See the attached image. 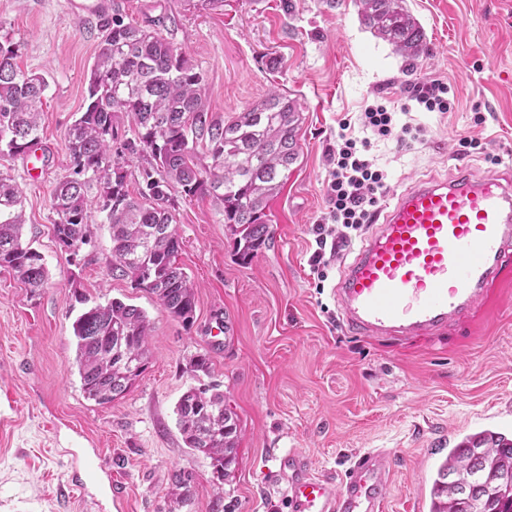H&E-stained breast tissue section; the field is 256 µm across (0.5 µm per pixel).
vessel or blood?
Instances as JSON below:
<instances>
[{
	"label": "vessel or blood",
	"mask_w": 512,
	"mask_h": 512,
	"mask_svg": "<svg viewBox=\"0 0 512 512\" xmlns=\"http://www.w3.org/2000/svg\"><path fill=\"white\" fill-rule=\"evenodd\" d=\"M68 14L105 16L112 0H66ZM512 265V173L473 178L457 167L396 194L334 290L346 329L358 336H433L468 321ZM387 448L352 453L341 478L313 472L298 448L277 459L284 512H382L392 480Z\"/></svg>",
	"instance_id": "b4317fda"
}]
</instances>
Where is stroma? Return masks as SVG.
<instances>
[{
  "label": "stroma",
  "instance_id": "stroma-1",
  "mask_svg": "<svg viewBox=\"0 0 512 512\" xmlns=\"http://www.w3.org/2000/svg\"><path fill=\"white\" fill-rule=\"evenodd\" d=\"M124 21L149 26L204 74L210 110L228 117L278 91L296 99L299 158L267 208L272 240L249 264L215 196L176 202L178 261L197 286L195 323L172 320L155 297L113 275L106 216L69 260L53 233L50 196L71 173L67 131L84 106L100 38L95 19L63 0H0V41L48 82L36 151L0 155L22 191L23 240L42 255L47 284L30 293L0 270V512H273L268 481L278 456L300 448L316 472L338 476L362 448L395 452L385 512H429L440 462L466 436L512 435V288L491 289L467 324L433 337L370 340L336 320L332 290L309 262L311 228L327 211L326 151L344 116L381 96L394 109L409 89L442 79L450 112H419L420 143L376 150L388 174L383 204L415 179L466 163L480 178L512 170V0H407L429 52L412 73L360 22L354 0H117ZM485 121L474 124L475 112ZM479 140L484 150L465 151ZM118 298L147 314L146 370L123 397L88 400L77 371L74 292ZM207 355V372L190 359ZM217 386L239 419L237 459L215 482L211 461L187 448L175 406L197 383ZM192 470L191 499L173 502L174 471Z\"/></svg>",
  "mask_w": 512,
  "mask_h": 512
}]
</instances>
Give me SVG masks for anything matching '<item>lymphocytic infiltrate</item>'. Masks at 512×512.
<instances>
[{
  "instance_id": "1",
  "label": "lymphocytic infiltrate",
  "mask_w": 512,
  "mask_h": 512,
  "mask_svg": "<svg viewBox=\"0 0 512 512\" xmlns=\"http://www.w3.org/2000/svg\"><path fill=\"white\" fill-rule=\"evenodd\" d=\"M338 127L326 151L327 214L311 229L315 249L309 262L321 280L326 279L330 260L340 247L352 243L354 235L373 222L387 191L386 175L376 166L372 148L394 135L409 144L425 133L420 126H396L393 112L380 100L366 105L358 118H343Z\"/></svg>"
}]
</instances>
